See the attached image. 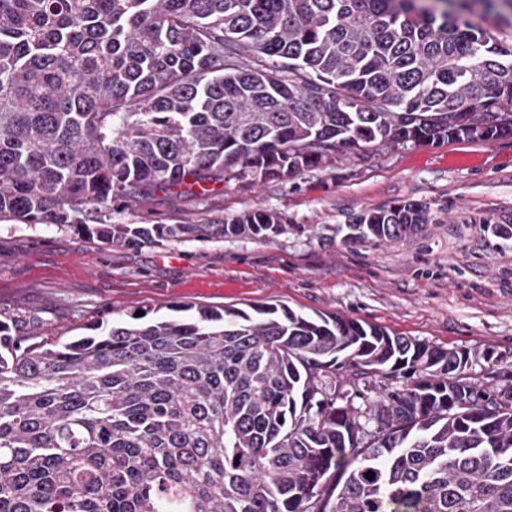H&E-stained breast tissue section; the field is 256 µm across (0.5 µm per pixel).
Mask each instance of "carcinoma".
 Returning <instances> with one entry per match:
<instances>
[{"instance_id":"carcinoma-1","label":"carcinoma","mask_w":512,"mask_h":512,"mask_svg":"<svg viewBox=\"0 0 512 512\" xmlns=\"http://www.w3.org/2000/svg\"><path fill=\"white\" fill-rule=\"evenodd\" d=\"M503 7L0 0V221L128 247L302 231L266 210L92 215L340 151L511 137ZM429 221L401 200L334 232L379 244ZM476 361L283 305L183 304L26 346L0 319V512H512V371L486 385Z\"/></svg>"}]
</instances>
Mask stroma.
Returning a JSON list of instances; mask_svg holds the SVG:
<instances>
[{
  "label": "stroma",
  "instance_id": "stroma-1",
  "mask_svg": "<svg viewBox=\"0 0 512 512\" xmlns=\"http://www.w3.org/2000/svg\"><path fill=\"white\" fill-rule=\"evenodd\" d=\"M398 200L433 218L392 244L332 235L352 213ZM304 225L270 240L170 239L106 246L53 224L0 222V315L40 341L171 305L285 304L389 328L439 347L495 349L512 369V138L341 152L331 164L264 182L237 178L179 199L115 204L116 224H202L245 210Z\"/></svg>",
  "mask_w": 512,
  "mask_h": 512
}]
</instances>
